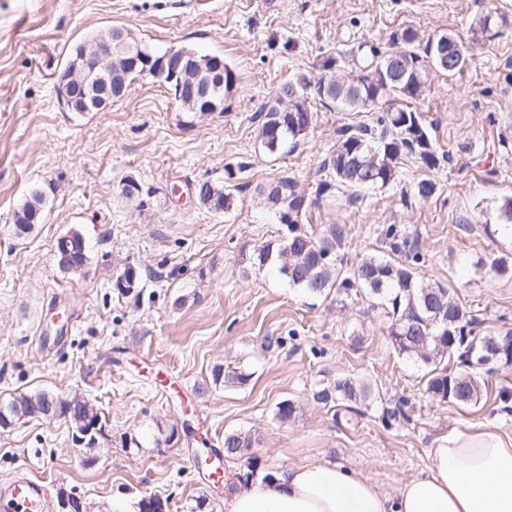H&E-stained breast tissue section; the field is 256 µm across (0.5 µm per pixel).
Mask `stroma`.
Here are the masks:
<instances>
[{
    "label": "stroma",
    "instance_id": "35a3bbf8",
    "mask_svg": "<svg viewBox=\"0 0 512 512\" xmlns=\"http://www.w3.org/2000/svg\"><path fill=\"white\" fill-rule=\"evenodd\" d=\"M489 7L512 21V0H0V403L38 390L79 393L104 414L108 434L89 450L64 420H20L0 430V485L30 474L50 512L71 492L87 512L150 495L167 498L170 512H224L239 462L225 463L214 494L192 457L222 447L228 432L251 435L258 476L329 459L389 492L419 475L449 432L512 441V410L498 397L512 386V365L486 375L478 405L439 401L426 391L427 367L391 347L385 310L361 294L306 296L249 262L255 247L288 234L257 192L285 174L306 198L301 229L345 225L349 264L389 254L383 231L395 225L419 242L426 275L449 284L483 330L512 329V277L480 267L492 253L512 258V238L497 231L498 209L512 198V24L463 71L428 79L418 109L440 150H454L452 162L429 170L403 156L395 182L358 201L320 166L339 127L375 113L310 100L312 125L282 157L260 147L252 120L282 83L316 74L328 57L347 76L351 48L385 47L393 30L471 43V24ZM116 27L154 51L223 56L238 75L235 92L201 115L138 79L103 111H64L57 73L78 42ZM231 170L238 188L226 213L190 198L196 181L222 183ZM130 176L154 188L147 204L122 197ZM422 179L435 182L433 195H417ZM36 189L43 220L15 236L13 215ZM73 230L88 259L68 273L55 247ZM128 267L139 282L122 293L115 282ZM220 367L248 378L214 384ZM345 374L377 384L382 403L358 415L311 399L316 381ZM401 398L406 419L384 422L383 404ZM284 400L297 406L285 423L276 417ZM162 420L186 425L177 445L154 447Z\"/></svg>",
    "mask_w": 512,
    "mask_h": 512
}]
</instances>
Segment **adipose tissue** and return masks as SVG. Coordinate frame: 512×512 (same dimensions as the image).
<instances>
[{"instance_id": "1", "label": "adipose tissue", "mask_w": 512, "mask_h": 512, "mask_svg": "<svg viewBox=\"0 0 512 512\" xmlns=\"http://www.w3.org/2000/svg\"><path fill=\"white\" fill-rule=\"evenodd\" d=\"M224 512H512V442L450 433L393 492L327 460L293 465L233 491Z\"/></svg>"}]
</instances>
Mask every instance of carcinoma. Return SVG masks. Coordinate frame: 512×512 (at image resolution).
<instances>
[{
	"mask_svg": "<svg viewBox=\"0 0 512 512\" xmlns=\"http://www.w3.org/2000/svg\"><path fill=\"white\" fill-rule=\"evenodd\" d=\"M507 23L489 11L475 21L474 31L485 40L500 35L499 24ZM427 58L426 48L420 46L418 34L412 28L392 32L388 48L380 50L374 45L360 43L352 52L353 67L346 81L322 85L323 76L313 80L305 77L288 81L279 86L277 94L294 97L296 109H308V94L322 101H330L344 109L371 112L379 108L388 96L400 102L389 107L368 124L345 125L337 130L336 144L322 160L321 167L337 184L352 193L382 189L396 179L400 160L405 155L416 156L425 168L440 166L444 155L435 142L415 104L425 89L417 83L416 74L422 72ZM208 64L223 62L224 88L221 95H230L237 84L234 69L224 63L219 55H197ZM394 59L401 70V78L387 79L386 60ZM293 115L277 110V103L265 105L258 115V141L270 155H286L295 148L304 132L293 128ZM278 191L288 200L284 206L275 207L270 201L265 184L258 188L263 205L279 214V221L288 225V237L277 245L267 243L253 250L251 264L259 270L269 269L286 279L288 284L302 292L318 297L336 294L344 301L360 292L374 300V304L387 310L390 317L388 338L394 350L430 368L431 376L426 392L455 406H475L481 402L485 380L483 375L492 371L488 366H477L464 359L473 350L480 353L495 343L501 335L485 333L478 329L479 321L466 308L458 304L452 289L421 272L424 255L407 247V240L400 237L394 225L385 229L392 251L404 256L402 260L385 259L371 255L349 267L345 259L346 230L342 224H329L318 232L299 229L300 215L305 205L297 182L283 175L275 180ZM203 193L215 200H229L228 186L209 180L202 181ZM44 196L39 190L29 198L13 216L15 233L22 236L32 231L40 222L36 213L43 212ZM68 247L70 259L60 266L63 271H77L87 262L86 245L75 236L69 244L58 239L56 250ZM328 255L320 264L318 258ZM488 271L498 275L512 274V262L502 256L492 255L483 264ZM447 366H441V363ZM242 371H214L213 381L238 384L246 381ZM312 398L325 406L342 407L346 411L360 412L377 399L372 385L358 376H341L320 380L315 385ZM61 402L60 418L72 429L88 421L98 420L106 425L98 407L88 398L73 394L62 396L51 391L22 393L0 404L15 420L30 418L36 407L49 401ZM224 456L240 459L239 449L252 448V439L242 432L224 434Z\"/></svg>",
	"mask_w": 512,
	"mask_h": 512,
	"instance_id": "carcinoma-1",
	"label": "carcinoma"
}]
</instances>
